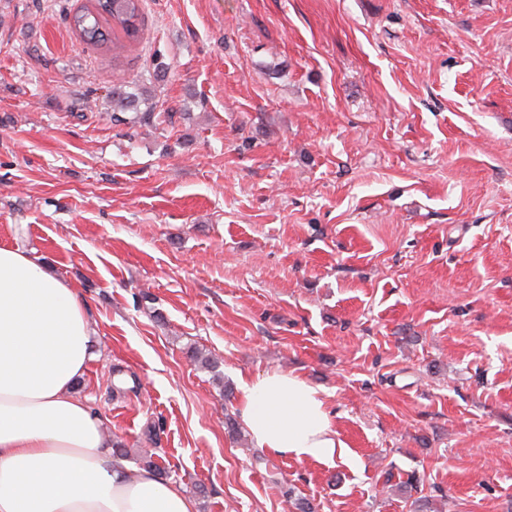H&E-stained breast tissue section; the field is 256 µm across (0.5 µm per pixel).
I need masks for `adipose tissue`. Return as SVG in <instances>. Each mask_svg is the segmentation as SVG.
Here are the masks:
<instances>
[{
	"label": "adipose tissue",
	"instance_id": "obj_1",
	"mask_svg": "<svg viewBox=\"0 0 512 512\" xmlns=\"http://www.w3.org/2000/svg\"><path fill=\"white\" fill-rule=\"evenodd\" d=\"M90 344L76 291L26 251L0 246V512H196L171 481L113 457L102 419L73 390ZM239 402L257 447L335 455L323 392L302 378L242 381Z\"/></svg>",
	"mask_w": 512,
	"mask_h": 512
}]
</instances>
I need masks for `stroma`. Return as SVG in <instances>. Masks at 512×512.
Wrapping results in <instances>:
<instances>
[{
    "label": "stroma",
    "instance_id": "obj_1",
    "mask_svg": "<svg viewBox=\"0 0 512 512\" xmlns=\"http://www.w3.org/2000/svg\"><path fill=\"white\" fill-rule=\"evenodd\" d=\"M87 3L0 0V245L79 292L127 465L198 512H512V0H142L117 56ZM272 371L342 455L232 433Z\"/></svg>",
    "mask_w": 512,
    "mask_h": 512
}]
</instances>
